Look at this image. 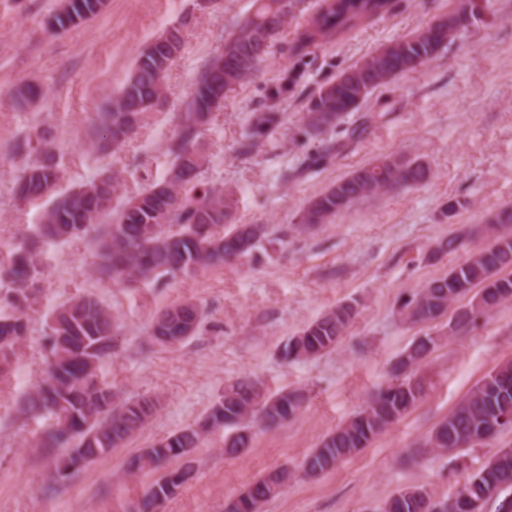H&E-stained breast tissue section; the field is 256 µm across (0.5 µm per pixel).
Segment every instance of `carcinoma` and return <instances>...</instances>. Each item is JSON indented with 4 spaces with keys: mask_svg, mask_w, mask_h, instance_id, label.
<instances>
[{
    "mask_svg": "<svg viewBox=\"0 0 512 512\" xmlns=\"http://www.w3.org/2000/svg\"><path fill=\"white\" fill-rule=\"evenodd\" d=\"M254 14L239 23L224 40V54L208 60L197 78L179 133L169 146L173 157L165 176L124 200L121 210L107 224L101 219L112 214V201L121 187V175L114 172L77 189L55 195L36 225L28 243L13 252L8 267L0 268V284L11 285L8 305L13 313L0 315V367L9 363L27 335L26 311L36 301L34 284L38 275L36 257L44 247L73 238H84L96 228V261L93 274L101 281L133 286L142 281L191 275L223 266L251 255L271 235L266 224H233L237 199L235 191L201 180L208 165L198 151L196 139L201 127L224 108L211 99L210 84L216 70L224 74V92L243 85L269 58L271 47L288 23L292 0H255ZM389 0H323L317 15L297 32L289 47L302 55L312 47L352 30L387 11ZM106 7L103 0H60L48 22L59 33L89 21ZM459 30L446 27L422 29L383 44L318 87L304 106L299 134L318 145L306 153L293 173L302 175L332 161L347 144L354 142L387 117L385 112L351 116L371 92L393 82L438 57ZM265 44L260 63L249 64L254 44ZM174 59L171 54H148L141 49L132 69L101 112L100 136L93 142L101 154L121 150L128 139L114 137L128 104L135 98L164 100V80ZM279 123L276 112L253 113L242 148L250 150ZM37 153L17 177L19 200L36 203L54 191L62 171L46 137L36 145ZM434 176L421 157L386 155L336 180L303 208L296 230L305 231L331 223L354 203L408 190L429 182ZM462 251V261L446 273L428 281L404 301L400 315L409 325L431 324L440 310L467 300L472 317L458 322L457 332L477 325L493 311L512 304V206H504L486 223L462 228L441 241L429 254L436 260L443 253ZM181 313L201 322L198 305L183 302L156 314L151 336L165 346L186 340ZM358 308L340 303L308 323L283 345L281 354L292 361L308 360L336 349ZM49 352L45 377L25 401L22 411L50 420L41 446L86 448L98 460L123 446L141 431L159 406L154 396L115 401L112 389L101 382L98 369L112 355L115 322L110 310L93 294L69 299L56 308L49 325ZM448 339L445 334L416 336L400 354L390 378L348 421L325 437L302 461L298 474L322 476L345 458L369 447L389 426L401 419L419 401L421 387L412 382L428 356ZM306 396L299 390L274 395L244 377L225 386L211 406L204 423L187 427L149 448H142L129 462L131 472H154L191 456L210 429H229L224 454L233 456L251 447V427L258 421L271 429L300 415ZM512 422V360L498 364L465 394L415 449L421 456L446 457L461 448H473L496 437L490 426L499 419ZM273 469L256 479L237 496L233 512H260L276 497L283 485L273 479ZM466 509L478 505V512L498 508L512 497V448H500L475 468L462 483ZM380 512H424L420 507L388 498Z\"/></svg>",
    "mask_w": 512,
    "mask_h": 512,
    "instance_id": "carcinoma-1",
    "label": "carcinoma"
}]
</instances>
